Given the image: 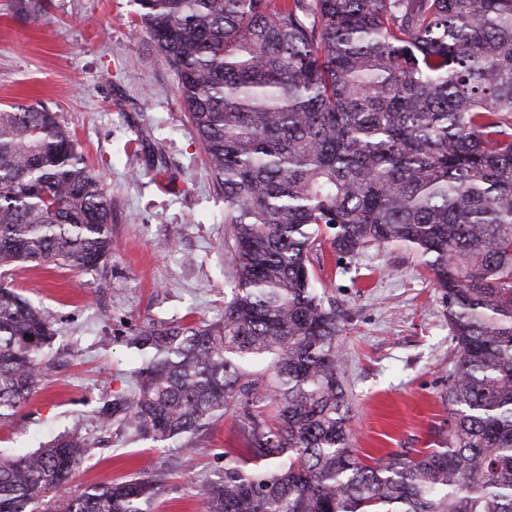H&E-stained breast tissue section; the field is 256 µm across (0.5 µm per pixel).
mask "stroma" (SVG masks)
Wrapping results in <instances>:
<instances>
[{
	"label": "stroma",
	"instance_id": "stroma-1",
	"mask_svg": "<svg viewBox=\"0 0 512 512\" xmlns=\"http://www.w3.org/2000/svg\"><path fill=\"white\" fill-rule=\"evenodd\" d=\"M135 0H51L26 15L0 0V106L44 103L103 172L112 201L111 255L96 270L19 268L12 284L53 328L44 386L18 417L0 421V456L36 451L78 432L88 444L73 483L164 473L149 512H203L207 479L247 446L234 409L181 452L133 440L123 414L101 409L129 392L139 362L127 345L150 322L212 323L224 317L233 268L224 248V192L177 95V76ZM320 291L340 313V372L354 410L352 448L380 457L435 447L448 426L444 395L455 350L448 304L422 258L369 246L312 258Z\"/></svg>",
	"mask_w": 512,
	"mask_h": 512
}]
</instances>
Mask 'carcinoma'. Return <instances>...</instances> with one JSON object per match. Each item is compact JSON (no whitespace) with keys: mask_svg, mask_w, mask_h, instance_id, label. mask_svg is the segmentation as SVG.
I'll use <instances>...</instances> for the list:
<instances>
[{"mask_svg":"<svg viewBox=\"0 0 512 512\" xmlns=\"http://www.w3.org/2000/svg\"><path fill=\"white\" fill-rule=\"evenodd\" d=\"M224 189V320L143 326L135 435L184 457L236 406L247 458L204 512H512V0H136ZM416 251L448 303L456 361L438 447L351 450L340 316L310 256ZM112 254L104 174L57 114L0 108V420L43 381L52 328L7 278ZM76 434L0 459V512H146L157 471L69 487Z\"/></svg>","mask_w":512,"mask_h":512,"instance_id":"carcinoma-1","label":"carcinoma"}]
</instances>
